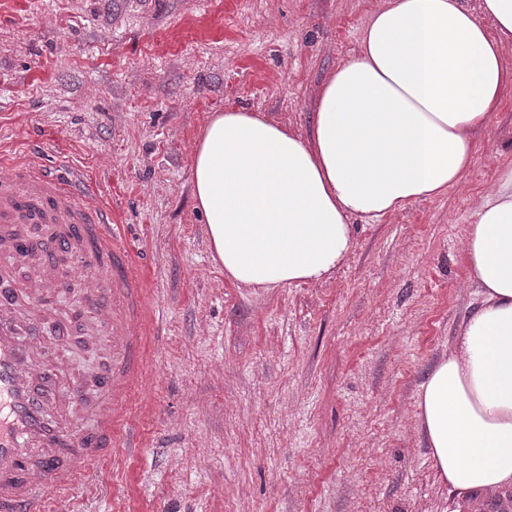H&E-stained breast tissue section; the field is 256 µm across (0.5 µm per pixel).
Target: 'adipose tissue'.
Returning <instances> with one entry per match:
<instances>
[{
    "instance_id": "obj_1",
    "label": "adipose tissue",
    "mask_w": 512,
    "mask_h": 512,
    "mask_svg": "<svg viewBox=\"0 0 512 512\" xmlns=\"http://www.w3.org/2000/svg\"><path fill=\"white\" fill-rule=\"evenodd\" d=\"M510 46L512 0H380L358 55L320 85L308 136L250 112L211 118L193 193L225 275L240 288L328 279L353 219L444 195L512 94ZM464 234L471 310L428 367L416 414L453 512L512 495V163Z\"/></svg>"
}]
</instances>
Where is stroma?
Returning a JSON list of instances; mask_svg holds the SVG:
<instances>
[{"label":"stroma","mask_w":512,"mask_h":512,"mask_svg":"<svg viewBox=\"0 0 512 512\" xmlns=\"http://www.w3.org/2000/svg\"><path fill=\"white\" fill-rule=\"evenodd\" d=\"M378 0H0V154L82 168L133 227L148 303L139 448L49 496L51 512H444L415 431L417 390L468 311L464 227L512 161V96L437 198L356 220L326 283L235 287L192 192L211 116L262 112L299 134L354 58ZM62 380L112 356L93 318L47 336ZM72 431L100 395L56 390Z\"/></svg>","instance_id":"1"}]
</instances>
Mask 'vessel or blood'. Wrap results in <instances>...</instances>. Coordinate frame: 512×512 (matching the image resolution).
<instances>
[{
  "label": "vessel or blood",
  "instance_id": "obj_1",
  "mask_svg": "<svg viewBox=\"0 0 512 512\" xmlns=\"http://www.w3.org/2000/svg\"><path fill=\"white\" fill-rule=\"evenodd\" d=\"M0 224L46 225V232L11 243L15 254L41 260L40 275L26 284L29 296H41L55 279L58 257L68 255L85 275L84 298L99 327L120 346L103 376L94 427L63 431L47 400L58 375L36 362L43 322L19 314L10 288L0 289V512H47V490L66 492L88 481L96 462L133 440L128 410L145 376L142 339L154 326L145 303L148 282L129 252V225L78 169L0 159Z\"/></svg>",
  "mask_w": 512,
  "mask_h": 512
}]
</instances>
